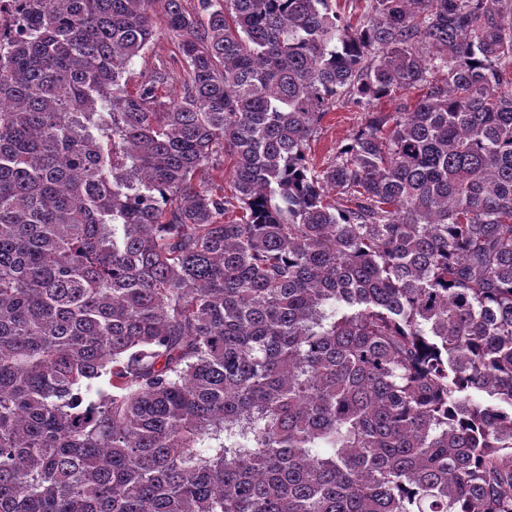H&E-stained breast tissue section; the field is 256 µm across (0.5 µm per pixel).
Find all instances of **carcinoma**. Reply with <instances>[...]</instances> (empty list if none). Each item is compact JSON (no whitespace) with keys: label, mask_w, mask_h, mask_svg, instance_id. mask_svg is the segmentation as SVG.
<instances>
[{"label":"carcinoma","mask_w":512,"mask_h":512,"mask_svg":"<svg viewBox=\"0 0 512 512\" xmlns=\"http://www.w3.org/2000/svg\"><path fill=\"white\" fill-rule=\"evenodd\" d=\"M155 3L0 37V512H512V0ZM157 36L145 55L136 58L128 67L129 84L134 88L144 77L158 66L164 65L168 71V81L162 92L164 101L179 99L184 92L185 73L178 59L179 37L169 32L160 16L156 17ZM422 92L416 90H404L392 96L384 97L375 101L369 112H396L404 106L414 102L415 96ZM369 118L368 110L351 104L338 106L328 112L321 124V130L311 142V153L317 164L327 162L336 149L352 134L364 126Z\"/></svg>","instance_id":"cac0c4a2"}]
</instances>
